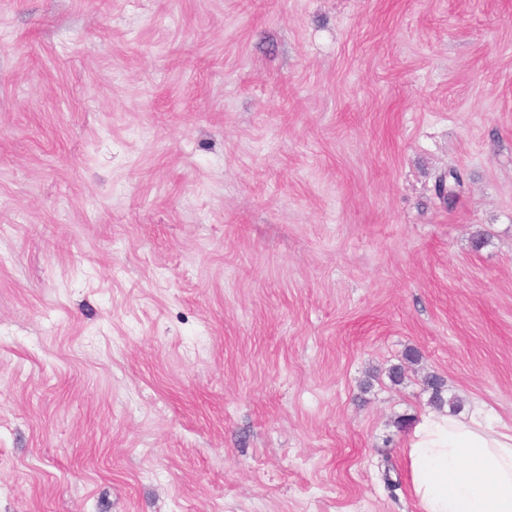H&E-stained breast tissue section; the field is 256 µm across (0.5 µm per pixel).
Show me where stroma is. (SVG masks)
Segmentation results:
<instances>
[{
  "label": "stroma",
  "mask_w": 512,
  "mask_h": 512,
  "mask_svg": "<svg viewBox=\"0 0 512 512\" xmlns=\"http://www.w3.org/2000/svg\"><path fill=\"white\" fill-rule=\"evenodd\" d=\"M431 373L512 423V0H0V512H417Z\"/></svg>",
  "instance_id": "obj_1"
}]
</instances>
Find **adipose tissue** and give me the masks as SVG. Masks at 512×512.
I'll use <instances>...</instances> for the list:
<instances>
[{
    "label": "adipose tissue",
    "instance_id": "ef3b65f1",
    "mask_svg": "<svg viewBox=\"0 0 512 512\" xmlns=\"http://www.w3.org/2000/svg\"><path fill=\"white\" fill-rule=\"evenodd\" d=\"M406 454L418 512H512V426L490 412L424 413Z\"/></svg>",
    "mask_w": 512,
    "mask_h": 512
}]
</instances>
